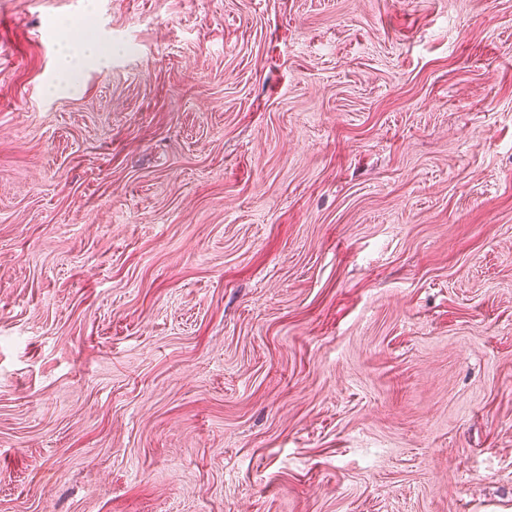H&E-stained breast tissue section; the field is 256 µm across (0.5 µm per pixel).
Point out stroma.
<instances>
[{
    "instance_id": "stroma-1",
    "label": "stroma",
    "mask_w": 512,
    "mask_h": 512,
    "mask_svg": "<svg viewBox=\"0 0 512 512\" xmlns=\"http://www.w3.org/2000/svg\"><path fill=\"white\" fill-rule=\"evenodd\" d=\"M0 512H512V0H0Z\"/></svg>"
}]
</instances>
